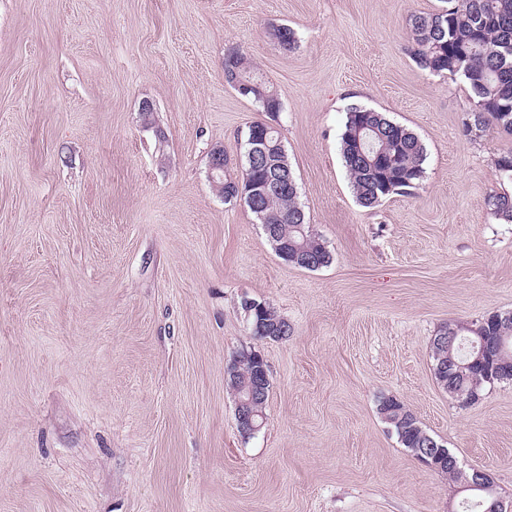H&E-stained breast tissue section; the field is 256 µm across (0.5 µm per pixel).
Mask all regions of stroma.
<instances>
[{"label":"stroma","mask_w":512,"mask_h":512,"mask_svg":"<svg viewBox=\"0 0 512 512\" xmlns=\"http://www.w3.org/2000/svg\"><path fill=\"white\" fill-rule=\"evenodd\" d=\"M444 5L0 0V512H459L381 420L392 395L512 502V382L465 407L433 371L442 327L512 312V224L487 206L512 136H464L465 85L411 58L410 16ZM232 49L280 94L326 267L286 264L213 188L211 150L241 177L264 118L224 80ZM353 104L424 144L411 194L357 203ZM247 299L288 338L253 336ZM250 350L271 387L246 439L227 370Z\"/></svg>","instance_id":"1"}]
</instances>
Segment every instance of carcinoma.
<instances>
[{
	"label": "carcinoma",
	"mask_w": 512,
	"mask_h": 512,
	"mask_svg": "<svg viewBox=\"0 0 512 512\" xmlns=\"http://www.w3.org/2000/svg\"><path fill=\"white\" fill-rule=\"evenodd\" d=\"M410 32L412 58L419 69L465 84V135L490 128L512 134V0H453L451 11L445 8L412 15ZM272 36L283 49L290 52L296 48L295 32L290 27L276 26ZM224 69L260 78L258 68L238 50L224 55ZM341 153L356 198L364 207H374L393 194L409 193L424 177L426 150L420 139L384 113L358 104L347 109ZM494 167L500 179L512 181V151L501 154ZM487 204L500 220L512 223V195L494 194ZM262 206L267 221L277 225L288 251L298 250L322 267L331 263V252L310 232L298 193L275 194ZM442 333L457 337L453 359L459 365L468 362L465 351L481 337L493 346L500 337L507 336L512 350V317L503 313L487 317L476 332L470 330V324L458 322ZM433 360L436 379L444 381L443 389L455 397L460 391L471 390L480 396L492 384L512 381V372L506 370L487 378V366L483 364L445 376L440 358L435 356ZM377 410L381 418L391 420L390 427L402 447L426 448L434 441L397 398L378 400Z\"/></svg>",
	"instance_id": "carcinoma-1"
}]
</instances>
